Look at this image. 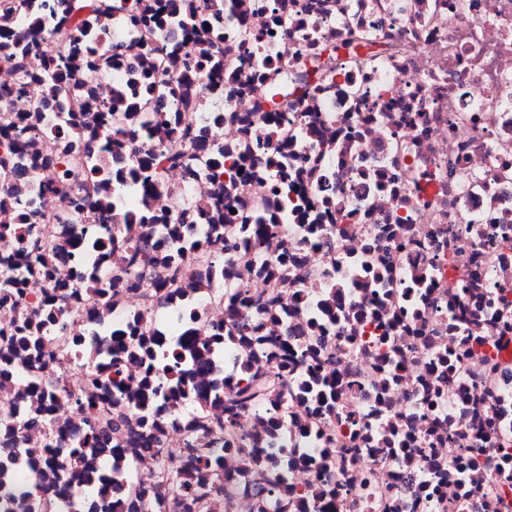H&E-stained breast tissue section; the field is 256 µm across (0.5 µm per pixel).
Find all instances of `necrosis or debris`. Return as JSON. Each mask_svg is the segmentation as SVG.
I'll return each mask as SVG.
<instances>
[{"instance_id":"1","label":"necrosis or debris","mask_w":512,"mask_h":512,"mask_svg":"<svg viewBox=\"0 0 512 512\" xmlns=\"http://www.w3.org/2000/svg\"><path fill=\"white\" fill-rule=\"evenodd\" d=\"M139 12L140 0L86 12L123 66L84 67L82 80L105 92L147 75L167 105L164 70L198 53L183 21L156 33L164 54L150 51ZM218 26L209 52L224 83L197 67L193 137L139 108L108 123L82 113L99 137L71 144L103 159L122 140L112 166L125 171L152 153L158 178L115 189L112 213L184 253L175 287L145 266L138 288L97 291L112 256L86 248L103 231L78 206L92 191L59 186L56 130L74 100H0V155L3 131L42 114L36 157L10 156L0 188V256L20 248L19 199L69 253L0 292V330L50 306L61 320L0 347V512L38 499L201 512L173 498L175 482L201 484L210 512H512V0H226ZM197 135L224 156L190 172L170 156ZM219 193L225 223L245 230L213 269L188 257L208 222L176 239L141 222ZM284 254L283 284L269 269ZM241 291L248 305L229 306ZM257 325L271 342L251 337ZM257 374L275 382L222 444L224 404ZM88 403L121 419L106 446ZM199 448L210 470L189 467ZM262 473L274 489L260 496Z\"/></svg>"}]
</instances>
